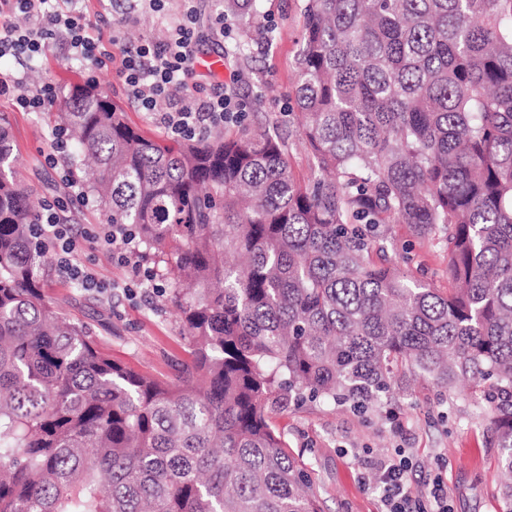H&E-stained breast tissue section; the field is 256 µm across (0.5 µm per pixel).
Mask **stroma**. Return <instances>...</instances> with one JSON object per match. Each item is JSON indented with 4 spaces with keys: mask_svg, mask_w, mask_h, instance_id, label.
<instances>
[{
    "mask_svg": "<svg viewBox=\"0 0 512 512\" xmlns=\"http://www.w3.org/2000/svg\"><path fill=\"white\" fill-rule=\"evenodd\" d=\"M305 4L306 0H259V13L252 17L234 8L233 0L198 2L202 29H210L216 16H224L233 26L235 39L249 45L247 57L241 58L225 56L215 39L200 43L199 57L220 58L223 67L198 68L199 82L207 86L238 73L237 91L249 104V126L281 137L288 161L302 180L310 174V156L295 127L289 126L286 112L293 104ZM71 5L93 18L106 14L124 45L143 39L165 41L169 21L181 9L180 0H165L161 14L141 12L130 7L128 0H71ZM0 75L54 87L59 100L52 111L61 110L74 85L96 77L103 92L123 107L131 125L154 138L166 136L159 123L147 119L127 99L117 65L89 73L87 65L72 59L64 45L22 65L2 58ZM50 113L26 112L8 98H0V116L12 126L20 174L39 206L64 193L58 171L44 164L51 147ZM381 245L383 250L374 253V261L409 254V274L447 293L448 253L438 240L417 237L408 224H387ZM79 256L106 283V290L80 288L61 278L50 263L43 280L46 296L66 314L88 324L114 360L141 373L173 376L189 352L173 289L147 283L133 287L137 264L117 262L111 251L89 243H82ZM390 411L398 414L399 427L387 421ZM271 425L283 435L289 451L307 465L324 512H380L375 476L367 463L397 448L405 449L413 461L407 480L414 496L425 497L429 480L438 476L448 489L451 512H500L501 472L498 451L489 445L486 407L463 386L447 390L402 369L391 399L365 412L331 402H308L272 417Z\"/></svg>",
    "mask_w": 512,
    "mask_h": 512,
    "instance_id": "35a3bbf8",
    "label": "stroma"
}]
</instances>
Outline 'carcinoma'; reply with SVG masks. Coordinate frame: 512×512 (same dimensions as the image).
I'll return each instance as SVG.
<instances>
[{"instance_id":"carcinoma-1","label":"carcinoma","mask_w":512,"mask_h":512,"mask_svg":"<svg viewBox=\"0 0 512 512\" xmlns=\"http://www.w3.org/2000/svg\"><path fill=\"white\" fill-rule=\"evenodd\" d=\"M280 137L168 145L95 82L58 113L67 165L165 271L191 362L112 359L43 291L46 247L0 124V512H323L270 415L361 411L401 367L469 383L512 474V0H308ZM448 250V295L370 252Z\"/></svg>"}]
</instances>
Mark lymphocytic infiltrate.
Listing matches in <instances>:
<instances>
[{"instance_id":"f902f5d3","label":"lymphocytic infiltrate","mask_w":512,"mask_h":512,"mask_svg":"<svg viewBox=\"0 0 512 512\" xmlns=\"http://www.w3.org/2000/svg\"><path fill=\"white\" fill-rule=\"evenodd\" d=\"M197 0H182V11L171 19L165 43L144 41L118 47L116 37H104L103 24L92 22L80 11L62 10L51 0H0V58L12 56L23 62L47 53L55 43L67 46L73 59L103 67L119 60V75L128 97L139 111L156 119L174 137H196L223 127L233 113L244 111L233 83L222 82L212 94L198 98L196 49ZM76 183H68L65 196L46 203L38 214L40 230L55 257L59 275L94 290L100 283L94 272L76 256L72 228L62 214L67 202L80 198ZM85 238L111 248L117 261H129L135 253L133 232L119 225L88 228ZM381 512H449L448 490L434 481L427 501L413 498L407 483L411 461L404 450L372 461Z\"/></svg>"}]
</instances>
